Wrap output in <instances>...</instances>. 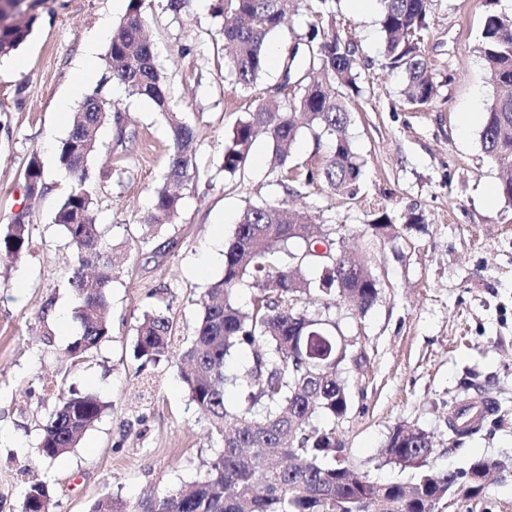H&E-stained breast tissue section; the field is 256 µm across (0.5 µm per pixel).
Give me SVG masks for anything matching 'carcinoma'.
I'll use <instances>...</instances> for the list:
<instances>
[{
    "label": "carcinoma",
    "instance_id": "cac0c4a2",
    "mask_svg": "<svg viewBox=\"0 0 512 512\" xmlns=\"http://www.w3.org/2000/svg\"><path fill=\"white\" fill-rule=\"evenodd\" d=\"M124 20L112 33L104 73L97 89L74 113L68 135L59 145L61 167L75 185L60 205L55 224L75 250L68 285L79 302L82 332L67 347L74 362L110 336L103 315L106 294L116 277L112 261L102 252L103 232L96 224L94 199L85 187L88 163L97 151L98 133L107 120L117 130L116 145L125 142L121 112L96 111L102 89L112 80L130 94L150 100L166 117L170 129V155L165 177L173 183L191 178L195 152L194 129L170 108L165 77L158 66L142 16L143 0H130ZM303 0H214L217 16L231 14L224 24V45L232 49L233 83L246 90L267 69L270 37L282 30ZM380 26L384 40V67L403 76L405 101L413 109L433 102L440 87L420 50L428 28L431 0H380ZM24 0H0V58L8 57L33 32L37 17L19 22ZM309 52V82L295 102L277 99L260 102L238 121L224 146V175L234 177L244 169L258 132L267 134L277 162L270 174L284 196L321 182L327 187L355 193L365 162L357 156L346 134L350 122L346 99L359 95L361 73L355 50L342 42L330 26L313 24L305 34ZM482 59L488 82L508 89L486 108L480 131L484 153L511 172L498 191L512 206V15L491 14L481 34ZM331 151L299 181L288 175V157L302 130ZM24 179L38 194L47 189L39 157L31 155ZM180 197L166 189L156 193L145 223L141 246L151 243L154 231L169 223ZM421 224L423 214L413 209L395 217L376 209L368 221L372 237L387 238L397 220ZM315 220L308 213H289L277 204L248 206L224 254L222 277L211 284L200 304L202 314L187 341L174 336L173 320L160 307L143 314L136 328L138 355L157 362L180 346V375L191 402L208 418L218 451L204 479L188 490H173L146 501L128 503L109 495L97 499L92 512H438L439 505L459 486H470L468 498L485 491L480 474L494 463L474 459L465 469H437L432 462L434 442L424 430L396 426L380 455L385 462L417 472L415 483L369 480L353 464L347 448L336 436V425H317L316 415L342 419L350 395L339 368L360 365L364 353L350 350L353 341L341 343L336 321L316 308L334 296L354 315L365 314L379 294V280L345 237L313 234ZM326 241L338 257L326 266L314 255V245ZM31 244L30 227L20 221L0 229V260L24 254ZM321 271L310 280L295 276L297 265ZM256 289L249 308L238 304L243 284ZM240 350L251 355L246 370L249 390L240 407L225 404L224 389L230 379L227 360ZM105 405L95 396L76 391L59 399L41 425L38 449L56 460L77 447L82 435L101 416ZM47 485L32 484L25 493L22 512H54Z\"/></svg>",
    "mask_w": 512,
    "mask_h": 512
}]
</instances>
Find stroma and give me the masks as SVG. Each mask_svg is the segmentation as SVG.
<instances>
[{
	"label": "stroma",
	"instance_id": "obj_1",
	"mask_svg": "<svg viewBox=\"0 0 512 512\" xmlns=\"http://www.w3.org/2000/svg\"><path fill=\"white\" fill-rule=\"evenodd\" d=\"M37 23L30 38L0 59V228L23 218L32 245L14 261H0V512H21L29 484H47L55 512H91L101 496L136 502L192 485L206 472L216 440L190 401L177 359L146 363L136 351L143 313L161 305L178 335H192L202 293L224 271L223 245L240 215L257 202L286 201L289 209L335 228L361 247L371 212L401 215L414 208L424 221L398 224L374 245L368 261L381 288L365 315L342 305L329 315L356 341L367 361L340 374L351 406L337 425L361 472L376 481H410L413 473L380 455L395 426L429 433L434 464L467 467L475 458L506 462L480 499L440 506L439 512H512V208L497 194L500 168L481 149L482 122L496 95L486 80L479 45L486 17L512 13V0H432L421 52L441 83L424 110L404 103L405 84L382 67L379 12H353L337 0L332 25L361 64L358 96L348 102L347 134L364 160L355 195L318 184L284 198L273 185L271 150L258 136L245 168L230 178L222 168L233 127L263 99L289 102L299 90L282 87L281 70L267 69L248 90L233 88L230 59L212 0H188L180 12L166 0H144L157 61L175 112L196 132L195 177L180 185V207L157 230L154 247L138 240L154 192L163 183L170 142L163 115L128 94L110 99L126 117L125 147L108 124L88 166L86 187L120 267L107 298L111 336L80 363L65 356L81 333L78 303L67 286L74 251L55 224L73 187L46 137L64 139L68 115L57 113L83 55L85 35L115 29L112 0H25ZM43 165L47 191L28 198L24 170L31 155ZM64 308L66 327L45 319V305ZM52 343H45V334ZM488 384L498 411L458 447L448 445V412L465 394L464 379ZM96 396L107 409L77 448L42 459L41 424L60 392Z\"/></svg>",
	"mask_w": 512,
	"mask_h": 512
}]
</instances>
